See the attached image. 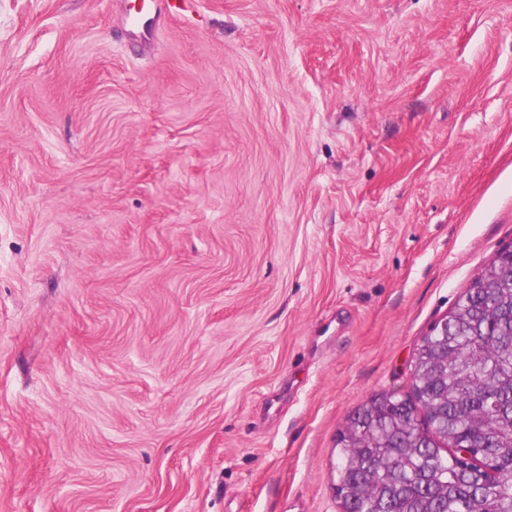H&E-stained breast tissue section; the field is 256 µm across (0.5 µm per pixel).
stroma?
<instances>
[{
  "label": "stroma",
  "instance_id": "35a3bbf8",
  "mask_svg": "<svg viewBox=\"0 0 512 512\" xmlns=\"http://www.w3.org/2000/svg\"><path fill=\"white\" fill-rule=\"evenodd\" d=\"M0 0V512H342L512 245V0Z\"/></svg>",
  "mask_w": 512,
  "mask_h": 512
}]
</instances>
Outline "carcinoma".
<instances>
[{
	"label": "carcinoma",
	"instance_id": "obj_1",
	"mask_svg": "<svg viewBox=\"0 0 512 512\" xmlns=\"http://www.w3.org/2000/svg\"><path fill=\"white\" fill-rule=\"evenodd\" d=\"M410 378L409 396L370 398L337 439L342 508L512 512L511 267L474 275L444 331L422 336Z\"/></svg>",
	"mask_w": 512,
	"mask_h": 512
}]
</instances>
